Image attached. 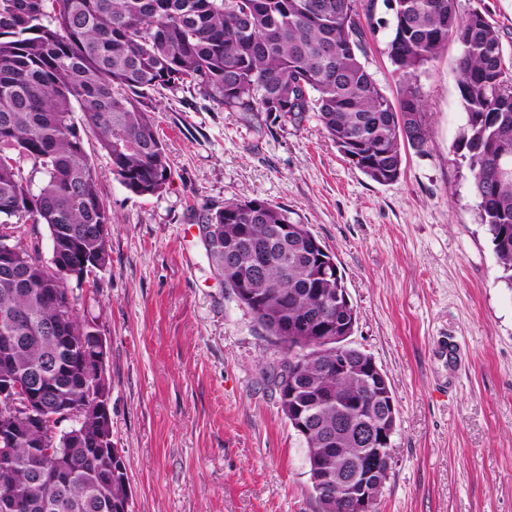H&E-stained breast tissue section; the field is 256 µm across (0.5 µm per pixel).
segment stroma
<instances>
[{"mask_svg":"<svg viewBox=\"0 0 512 512\" xmlns=\"http://www.w3.org/2000/svg\"><path fill=\"white\" fill-rule=\"evenodd\" d=\"M458 9L484 14L512 60V0ZM387 38L366 37L362 60L392 96ZM457 56L449 44L422 75L426 150H407L389 185L361 174L313 113L275 122L180 87L144 103L174 177L139 197L75 112L112 216L111 261L80 315L106 339L131 512H319L272 378L280 354L202 233L209 212L256 196L296 212L335 255L358 313L349 342L388 377L397 425L378 512H512V286L453 152L465 123Z\"/></svg>","mask_w":512,"mask_h":512,"instance_id":"1","label":"stroma"}]
</instances>
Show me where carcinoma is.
<instances>
[{"label": "carcinoma", "mask_w": 512, "mask_h": 512, "mask_svg": "<svg viewBox=\"0 0 512 512\" xmlns=\"http://www.w3.org/2000/svg\"><path fill=\"white\" fill-rule=\"evenodd\" d=\"M382 2L378 17L377 0H0V229L14 248L11 266L0 262V339L20 337L0 347V381L49 368L44 406L79 412L84 429L70 442L15 418L19 440L0 447V497H13L14 512H119L129 489L127 469L108 472L96 441L100 415L85 388L93 368L80 345L95 327L79 317L80 285L58 269L66 254L102 269L110 262L112 217L76 105L112 174L137 196L158 195L173 178L143 100L185 85L236 112L291 121L311 112L362 174L390 184L401 175L402 148L424 151L420 79L454 42L466 114L454 150L512 285V91H504L512 78L500 32L481 14L460 16L457 0ZM382 29L390 32L394 99L360 58L365 32ZM25 224L47 230L49 258ZM282 224L291 230L280 233ZM204 230L209 261L280 349L282 413L290 420L294 405L309 409L308 458L334 449L338 495L326 498L311 484L320 512H351L345 474L360 448L353 428L377 412V388L362 376L373 357L356 347L345 345L350 369L336 372V322L358 319L352 307L336 310L343 273L329 266L331 254L309 249L315 235L295 212L260 197L209 213ZM59 323L74 345L51 333ZM36 446L62 448L65 468L33 456Z\"/></svg>", "instance_id": "1"}]
</instances>
